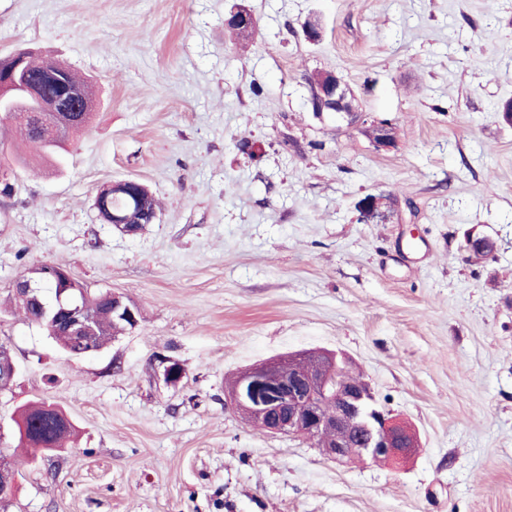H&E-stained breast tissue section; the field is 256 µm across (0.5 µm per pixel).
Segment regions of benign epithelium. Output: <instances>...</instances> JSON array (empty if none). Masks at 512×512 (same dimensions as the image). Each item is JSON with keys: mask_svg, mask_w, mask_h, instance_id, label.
I'll use <instances>...</instances> for the list:
<instances>
[{"mask_svg": "<svg viewBox=\"0 0 512 512\" xmlns=\"http://www.w3.org/2000/svg\"><path fill=\"white\" fill-rule=\"evenodd\" d=\"M312 97L320 102V111L354 116L356 96L341 77L332 71L319 74L312 83ZM35 101L31 119L37 126L57 125L58 132L72 125L67 114L82 111L80 98L73 91L67 100L46 101L40 89L25 74V53L17 52L10 67L0 73V103L16 105ZM369 130L374 141L384 147L393 143L389 123L373 121ZM142 184L121 180L103 190L105 196L135 194L146 223L157 216L148 208L149 196L139 193ZM99 217L121 231L130 218L109 207L98 209ZM49 274V265L41 264L19 280L20 298L41 287ZM114 311L132 322L137 308L122 296L112 294ZM64 317L56 318V327L76 341L73 357L86 355L84 347L92 328L90 318L75 301L63 308ZM313 367L305 373L288 372L281 377L284 359L271 360L256 370L244 372L240 387L228 397L229 404L249 418V423L271 433L297 434L320 439L319 448L332 459L372 461L386 457L403 459L412 455L416 435L407 425L378 405L370 386L363 381L351 385L344 380L350 361L341 353L313 352Z\"/></svg>", "mask_w": 512, "mask_h": 512, "instance_id": "benign-epithelium-1", "label": "benign epithelium"}]
</instances>
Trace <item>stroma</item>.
<instances>
[{
    "label": "stroma",
    "mask_w": 512,
    "mask_h": 512,
    "mask_svg": "<svg viewBox=\"0 0 512 512\" xmlns=\"http://www.w3.org/2000/svg\"><path fill=\"white\" fill-rule=\"evenodd\" d=\"M239 6L258 20L247 41L224 24ZM23 49L91 77L96 105L61 165L32 175L18 143L0 156L17 363L0 458L30 402L77 430L19 465L7 512H512V0H0V57ZM329 70L359 118L312 110ZM125 179L159 203L133 234L93 207ZM470 237L493 256L469 260ZM45 263L129 299L137 325L64 353L8 308ZM313 351L346 355L415 429L409 459L340 463L226 406L231 377Z\"/></svg>",
    "instance_id": "stroma-1"
}]
</instances>
